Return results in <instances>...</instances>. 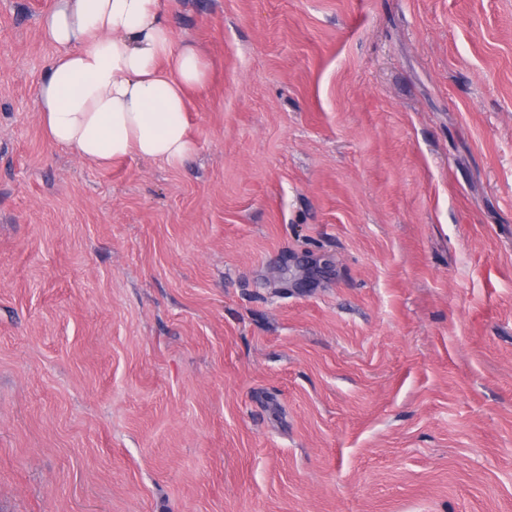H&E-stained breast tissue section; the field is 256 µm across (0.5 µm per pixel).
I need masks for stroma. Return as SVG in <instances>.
<instances>
[{"label": "stroma", "mask_w": 512, "mask_h": 512, "mask_svg": "<svg viewBox=\"0 0 512 512\" xmlns=\"http://www.w3.org/2000/svg\"><path fill=\"white\" fill-rule=\"evenodd\" d=\"M0 0V512H512V0H164L183 165L51 146Z\"/></svg>", "instance_id": "1"}]
</instances>
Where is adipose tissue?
I'll return each mask as SVG.
<instances>
[{
    "label": "adipose tissue",
    "mask_w": 512,
    "mask_h": 512,
    "mask_svg": "<svg viewBox=\"0 0 512 512\" xmlns=\"http://www.w3.org/2000/svg\"><path fill=\"white\" fill-rule=\"evenodd\" d=\"M42 29L56 48L36 88L50 143L100 165L175 167L194 152L188 94L208 66L194 44L175 47L163 0H56Z\"/></svg>",
    "instance_id": "adipose-tissue-1"
}]
</instances>
